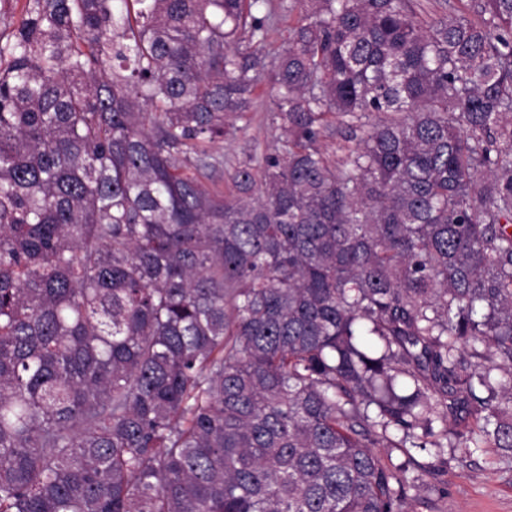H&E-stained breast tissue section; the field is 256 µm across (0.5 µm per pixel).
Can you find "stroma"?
<instances>
[{
  "instance_id": "35a3bbf8",
  "label": "stroma",
  "mask_w": 512,
  "mask_h": 512,
  "mask_svg": "<svg viewBox=\"0 0 512 512\" xmlns=\"http://www.w3.org/2000/svg\"><path fill=\"white\" fill-rule=\"evenodd\" d=\"M275 105L271 86L261 81L256 89L250 125L233 131L212 148L218 163L204 170L202 180L224 187L233 167L252 157L274 152ZM386 463L408 464L420 476L419 489L410 491V512H512V451L504 448H384Z\"/></svg>"
}]
</instances>
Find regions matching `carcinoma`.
<instances>
[{"mask_svg": "<svg viewBox=\"0 0 512 512\" xmlns=\"http://www.w3.org/2000/svg\"><path fill=\"white\" fill-rule=\"evenodd\" d=\"M267 2L0 43V512H408L377 449H512V0H292L274 62ZM265 75L282 150L205 186ZM268 1L269 4L267 8L272 11L275 20L267 41L262 45V51L267 55L268 60H272L282 49L288 46L293 36L294 29L302 22L301 14L298 10H295L292 15L288 16V12L281 9V4H288L290 0ZM323 148L327 149L331 159L336 163H341L346 157V147H352L355 141L348 142L345 138L344 129L338 124H333L327 133V136L321 140Z\"/></svg>", "mask_w": 512, "mask_h": 512, "instance_id": "carcinoma-1", "label": "carcinoma"}]
</instances>
